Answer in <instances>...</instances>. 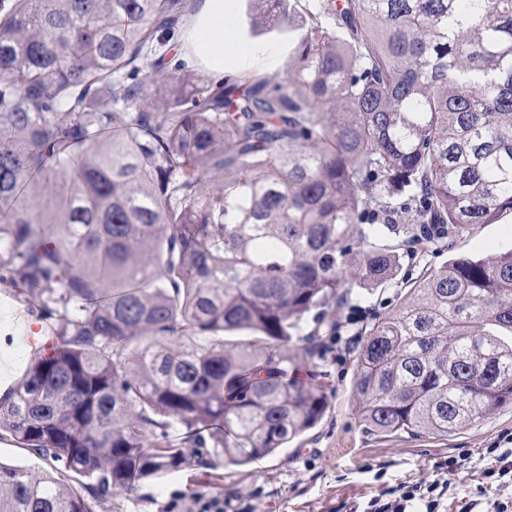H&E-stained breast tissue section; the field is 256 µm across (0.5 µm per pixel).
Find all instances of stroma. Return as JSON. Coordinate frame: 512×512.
Masks as SVG:
<instances>
[{
    "instance_id": "1",
    "label": "stroma",
    "mask_w": 512,
    "mask_h": 512,
    "mask_svg": "<svg viewBox=\"0 0 512 512\" xmlns=\"http://www.w3.org/2000/svg\"><path fill=\"white\" fill-rule=\"evenodd\" d=\"M247 12L246 0H236V40L271 50L276 57L273 66L259 60L247 65V72L283 76L296 44V32H251ZM511 248L512 216L508 215L499 223L475 226L458 240L453 253L485 258ZM450 254H437L434 265L446 262ZM422 269V263L404 257L391 284L370 291L353 289L348 307L338 312L340 337L327 353V411L307 435L278 455L245 467L192 466L141 482L135 490L115 495L103 512H166L173 497L200 494L244 500L252 512H353L385 487L429 478L435 465L448 457L495 447L503 433L512 432V404L445 437H375L364 434L359 426L352 378L362 339L351 336L350 331L397 309L407 284ZM20 315L35 322L40 319L33 302L0 285V339L26 357L30 346L16 322Z\"/></svg>"
}]
</instances>
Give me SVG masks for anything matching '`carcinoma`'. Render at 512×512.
Listing matches in <instances>:
<instances>
[{
  "mask_svg": "<svg viewBox=\"0 0 512 512\" xmlns=\"http://www.w3.org/2000/svg\"><path fill=\"white\" fill-rule=\"evenodd\" d=\"M188 12L0 0V284L51 340L0 437L62 464L0 463V512L276 454L326 412L352 289L512 214V0H251L252 29L298 31L281 80L174 74ZM355 335L368 434L512 404V249L427 265Z\"/></svg>",
  "mask_w": 512,
  "mask_h": 512,
  "instance_id": "cac0c4a2",
  "label": "carcinoma"
}]
</instances>
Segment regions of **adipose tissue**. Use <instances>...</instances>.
<instances>
[{"label": "adipose tissue", "mask_w": 512, "mask_h": 512, "mask_svg": "<svg viewBox=\"0 0 512 512\" xmlns=\"http://www.w3.org/2000/svg\"><path fill=\"white\" fill-rule=\"evenodd\" d=\"M192 12L180 32L183 49L204 63L212 76L224 73L227 45L224 40V13L227 0H191Z\"/></svg>", "instance_id": "adipose-tissue-1"}]
</instances>
